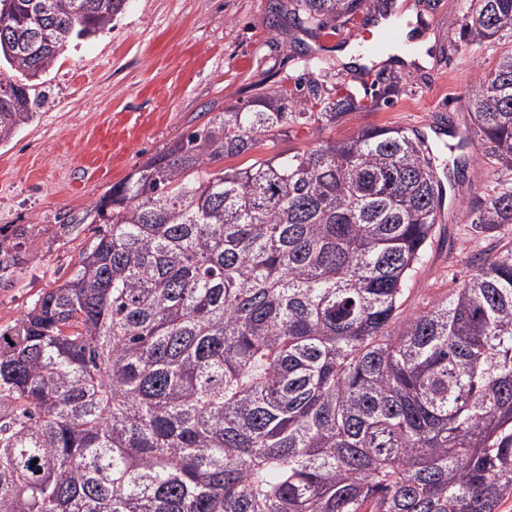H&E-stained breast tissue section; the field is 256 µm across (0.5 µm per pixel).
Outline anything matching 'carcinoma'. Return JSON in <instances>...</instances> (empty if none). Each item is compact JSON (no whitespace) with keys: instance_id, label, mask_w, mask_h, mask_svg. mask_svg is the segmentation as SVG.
<instances>
[{"instance_id":"carcinoma-1","label":"carcinoma","mask_w":512,"mask_h":512,"mask_svg":"<svg viewBox=\"0 0 512 512\" xmlns=\"http://www.w3.org/2000/svg\"><path fill=\"white\" fill-rule=\"evenodd\" d=\"M366 0H276L336 30ZM126 0H0V143L33 82ZM512 29L469 0L464 35ZM360 107L308 80L217 112L106 189L75 271L0 329V512H499L512 500V181L468 207L509 241L402 316L443 184L421 134L359 130L258 157ZM473 134L512 171V49L478 74ZM27 228L0 229V276Z\"/></svg>"}]
</instances>
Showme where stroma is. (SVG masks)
<instances>
[{"label":"stroma","instance_id":"1","mask_svg":"<svg viewBox=\"0 0 512 512\" xmlns=\"http://www.w3.org/2000/svg\"><path fill=\"white\" fill-rule=\"evenodd\" d=\"M272 0H127L110 31L71 43L44 76L36 117L0 144V227L31 229L28 263L0 279V326L14 324L43 292L69 278L96 227L66 230L71 215L91 211L122 181L182 133L213 113L260 93L297 94L307 79L329 93L353 92L363 104L336 125L294 127L257 154L307 150L343 141L359 129L401 126L423 133L439 160L471 131L466 98L479 71L512 47V33L474 44L460 39L467 0H396L393 19L429 36L432 65L382 62L375 73L345 63L337 51L362 49L379 14L376 0L335 34L274 20ZM448 191L426 261L410 281L405 313L426 310L461 287L495 239H470L466 207L511 181L484 155Z\"/></svg>","mask_w":512,"mask_h":512}]
</instances>
